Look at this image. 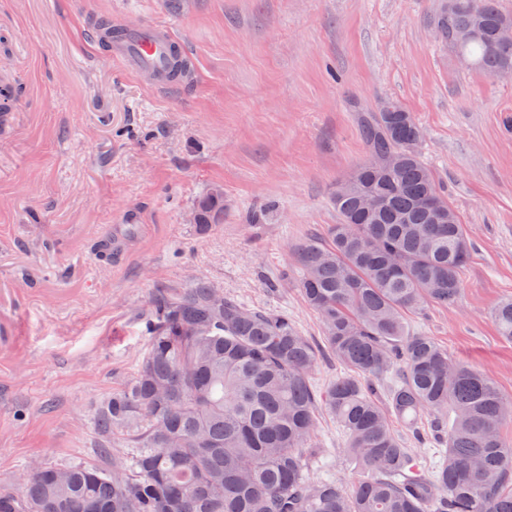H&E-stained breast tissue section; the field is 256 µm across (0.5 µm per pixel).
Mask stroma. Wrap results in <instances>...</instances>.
<instances>
[{
	"label": "stroma",
	"instance_id": "1",
	"mask_svg": "<svg viewBox=\"0 0 512 512\" xmlns=\"http://www.w3.org/2000/svg\"><path fill=\"white\" fill-rule=\"evenodd\" d=\"M441 0H0V489L30 466H107L100 402L135 373L161 291L208 279L316 343L293 249L325 236L366 158L360 110L393 98L471 249L462 290L411 317L512 397V81L436 37ZM169 23L191 84L112 59L103 24ZM224 220L192 216L211 187ZM311 478L358 474L318 412Z\"/></svg>",
	"mask_w": 512,
	"mask_h": 512
}]
</instances>
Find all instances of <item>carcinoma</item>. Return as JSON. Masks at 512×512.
I'll list each match as a JSON object with an SVG mask.
<instances>
[{
  "label": "carcinoma",
  "instance_id": "obj_1",
  "mask_svg": "<svg viewBox=\"0 0 512 512\" xmlns=\"http://www.w3.org/2000/svg\"><path fill=\"white\" fill-rule=\"evenodd\" d=\"M436 36L490 76L512 71V26L498 0H447ZM462 31L472 33L458 39ZM367 160L336 191L339 223L294 248L300 289L321 317L327 352L348 369L324 389L322 353L288 311L251 308L206 279L154 300L147 352L99 407L95 427L134 452L112 467H32L9 512H512V398L456 361L408 316L461 291L464 225L424 161L413 113L382 101L362 124ZM379 201L365 208L363 195ZM196 226L224 218L207 193ZM512 338V300L497 307ZM325 409L361 475L348 486L307 476L316 412ZM427 420L442 458L422 465L395 424L418 442Z\"/></svg>",
  "mask_w": 512,
  "mask_h": 512
}]
</instances>
